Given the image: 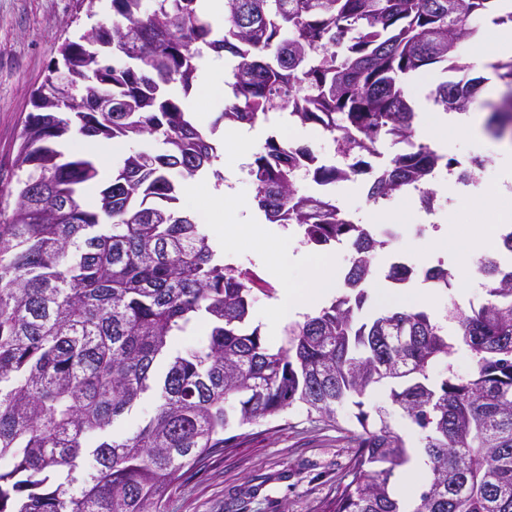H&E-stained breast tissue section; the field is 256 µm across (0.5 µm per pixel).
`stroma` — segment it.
Returning <instances> with one entry per match:
<instances>
[{"label": "stroma", "instance_id": "1", "mask_svg": "<svg viewBox=\"0 0 512 512\" xmlns=\"http://www.w3.org/2000/svg\"><path fill=\"white\" fill-rule=\"evenodd\" d=\"M112 20L111 0H98L92 16L84 0H0V206L13 208L16 200L17 180L22 175L16 163L20 133L33 110V91L59 60L65 40L100 23L111 25ZM437 201L444 206L443 226L457 229L460 246L471 242L478 225L498 221L495 212L476 213L467 200H450L441 193ZM393 209L399 214L396 223L369 227L387 245L374 257L376 285L368 290L361 317L367 321L388 311H417L412 290L422 287L432 298L438 317L445 319L449 338L455 339L458 312L487 299L484 279L478 269H460L453 256L435 253L432 234H415L422 214L419 204L404 198ZM192 215L210 241L233 240L234 249L226 255V262L251 268L276 288L285 279L297 287L307 282L308 266L284 273L277 268L283 252L303 251L298 238L286 233L272 239L251 234L243 212L236 209L225 210L223 220L213 222L209 196L203 191ZM421 255L431 265L444 262L453 287H427L419 279L409 287L385 282L383 273L391 263L413 266ZM355 413L352 405L337 407L340 425L333 428L314 422L303 407L296 406L281 416L239 428L237 439L224 453L210 457L168 488L165 512H312L332 494L350 464L354 448L348 430L356 425Z\"/></svg>", "mask_w": 512, "mask_h": 512}]
</instances>
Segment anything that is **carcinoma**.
<instances>
[{
	"mask_svg": "<svg viewBox=\"0 0 512 512\" xmlns=\"http://www.w3.org/2000/svg\"><path fill=\"white\" fill-rule=\"evenodd\" d=\"M198 0H112V68L85 81L105 49L84 38L62 45L63 80L47 75L23 126L17 199L0 224V512H164L167 488L235 440L225 432L278 416L296 404L325 423L336 406L357 407L355 452L335 495L317 512H512V269L479 261L488 298L458 314L459 342L475 355L474 375L428 383L427 369L455 344L423 311L363 321L374 254L386 242L336 205L300 191L299 170L327 187L355 166L322 164L307 146L270 136L254 154L253 201L271 224L295 226L302 243L351 245L345 293L285 329L270 350L248 329L254 288L247 274L215 260L208 236L178 209V178L209 172L223 182L218 148L170 89L188 96L205 50L238 58L232 98L217 121L230 129L288 113L299 125L337 136L356 158L386 137L410 146L373 179L378 205L415 185L435 194L443 156L415 139L416 112L404 81L429 66L457 69V50L477 16L512 23L500 0H224V35ZM512 92V58L490 64ZM481 80L443 81L431 92L446 112L474 103ZM112 96L98 112L93 96ZM495 136L512 129V101L493 108ZM160 142L112 172L97 205L79 190L97 181L86 158L61 143ZM417 271L394 263L385 278ZM448 287V269L423 272ZM208 320L204 346L171 350L192 320ZM391 383V404L420 430L429 474L410 503L389 482L411 459L390 411L369 413L367 390ZM149 391L162 403L127 435L115 423Z\"/></svg>",
	"mask_w": 512,
	"mask_h": 512,
	"instance_id": "obj_1",
	"label": "carcinoma"
}]
</instances>
